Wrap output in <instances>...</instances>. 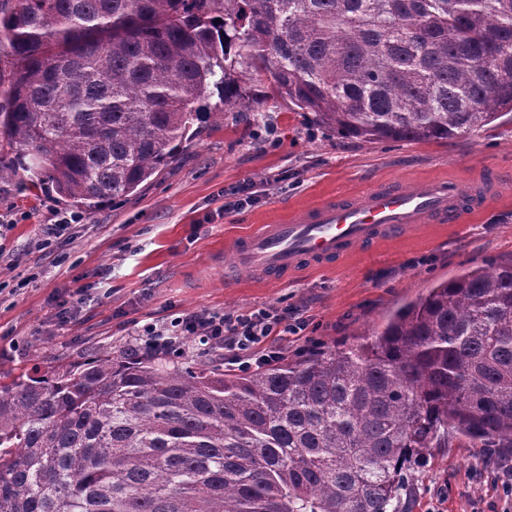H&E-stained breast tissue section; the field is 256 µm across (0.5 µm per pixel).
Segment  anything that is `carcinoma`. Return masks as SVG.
Instances as JSON below:
<instances>
[{
  "label": "carcinoma",
  "instance_id": "1",
  "mask_svg": "<svg viewBox=\"0 0 512 512\" xmlns=\"http://www.w3.org/2000/svg\"><path fill=\"white\" fill-rule=\"evenodd\" d=\"M0 179L92 213L178 155L211 90L286 94L365 141L512 112V0H15ZM365 342L242 373L123 346L0 372V512H401L440 436L512 448V259Z\"/></svg>",
  "mask_w": 512,
  "mask_h": 512
}]
</instances>
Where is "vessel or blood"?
<instances>
[{
  "mask_svg": "<svg viewBox=\"0 0 512 512\" xmlns=\"http://www.w3.org/2000/svg\"><path fill=\"white\" fill-rule=\"evenodd\" d=\"M498 181L460 191L455 181L429 179L412 189L379 186L346 199L328 198L262 225L231 245L239 263L275 279L346 257L416 224L462 220L497 198Z\"/></svg>",
  "mask_w": 512,
  "mask_h": 512,
  "instance_id": "b4317fda",
  "label": "vessel or blood"
}]
</instances>
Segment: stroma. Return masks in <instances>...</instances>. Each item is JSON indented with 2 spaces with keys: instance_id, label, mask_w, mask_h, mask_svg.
<instances>
[{
  "instance_id": "1",
  "label": "stroma",
  "mask_w": 512,
  "mask_h": 512,
  "mask_svg": "<svg viewBox=\"0 0 512 512\" xmlns=\"http://www.w3.org/2000/svg\"><path fill=\"white\" fill-rule=\"evenodd\" d=\"M193 121L176 159L140 189L77 224L75 203L22 177L0 180V372L127 343L134 327L203 309L275 307L304 319L286 357L358 344L432 282L512 257V194L458 224L360 247L324 269L282 280L234 269L226 245L291 208L385 183L476 177L512 183V114L445 143L366 142L336 134L287 96L247 112ZM77 309L58 324L56 298ZM512 449L442 442L424 451L402 496L404 512H512L500 481Z\"/></svg>"
}]
</instances>
